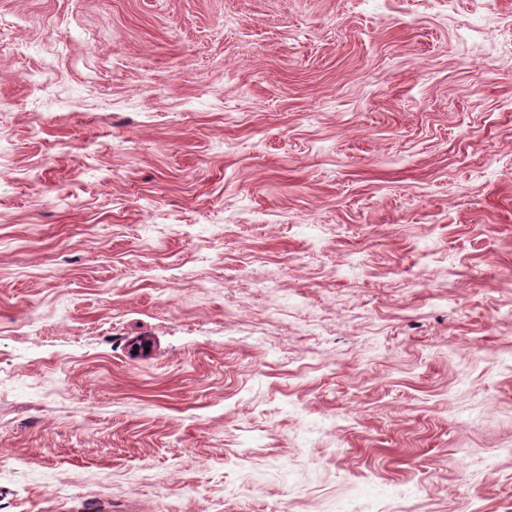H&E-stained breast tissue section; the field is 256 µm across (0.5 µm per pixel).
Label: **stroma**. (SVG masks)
<instances>
[{
    "label": "stroma",
    "instance_id": "35a3bbf8",
    "mask_svg": "<svg viewBox=\"0 0 512 512\" xmlns=\"http://www.w3.org/2000/svg\"><path fill=\"white\" fill-rule=\"evenodd\" d=\"M1 21L0 512H512V0Z\"/></svg>",
    "mask_w": 512,
    "mask_h": 512
}]
</instances>
